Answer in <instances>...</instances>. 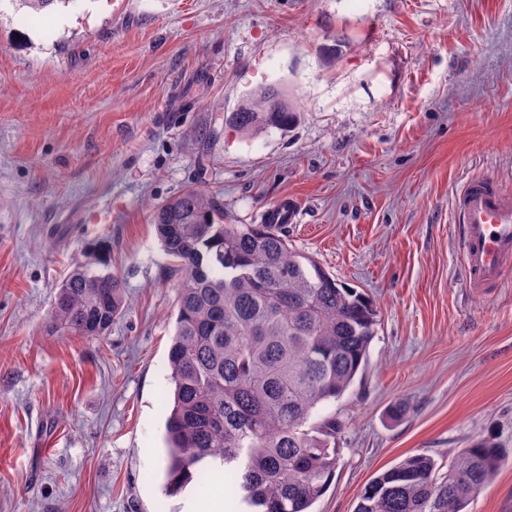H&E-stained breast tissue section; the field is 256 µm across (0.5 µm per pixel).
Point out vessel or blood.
<instances>
[{
    "label": "vessel or blood",
    "instance_id": "1",
    "mask_svg": "<svg viewBox=\"0 0 512 512\" xmlns=\"http://www.w3.org/2000/svg\"><path fill=\"white\" fill-rule=\"evenodd\" d=\"M465 228L467 273L475 285L500 284L504 264L512 258V194L495 181L479 178L468 182L456 198ZM297 205L288 199L268 209V224H290Z\"/></svg>",
    "mask_w": 512,
    "mask_h": 512
}]
</instances>
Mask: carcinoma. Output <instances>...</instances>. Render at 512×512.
Wrapping results in <instances>:
<instances>
[{
	"instance_id": "cac0c4a2",
	"label": "carcinoma",
	"mask_w": 512,
	"mask_h": 512,
	"mask_svg": "<svg viewBox=\"0 0 512 512\" xmlns=\"http://www.w3.org/2000/svg\"><path fill=\"white\" fill-rule=\"evenodd\" d=\"M295 118L290 96L265 87L224 122L253 137ZM153 223L178 288L166 491L205 485L219 461L257 512H310L335 476L340 427L334 416L311 417L363 371L376 335L373 302L295 250L288 225L226 224L223 200L200 188L155 205ZM97 250L98 266L61 282L53 329L103 336L124 311L111 247ZM502 456L491 439L451 452L445 466L409 454L364 486L355 512H466Z\"/></svg>"
}]
</instances>
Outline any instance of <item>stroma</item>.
I'll return each mask as SVG.
<instances>
[{"mask_svg":"<svg viewBox=\"0 0 512 512\" xmlns=\"http://www.w3.org/2000/svg\"><path fill=\"white\" fill-rule=\"evenodd\" d=\"M0 0V512H183L166 495L177 288L152 208L195 184L228 224L282 198L292 246L377 307L367 365L317 417L339 464L314 512H355L407 455L505 457L468 512H512V283L470 287L456 192H512V0ZM285 87L297 120L224 115ZM112 247L129 306L100 337L49 328L58 286ZM403 406L398 419L389 411Z\"/></svg>","mask_w":512,"mask_h":512,"instance_id":"35a3bbf8","label":"stroma"}]
</instances>
